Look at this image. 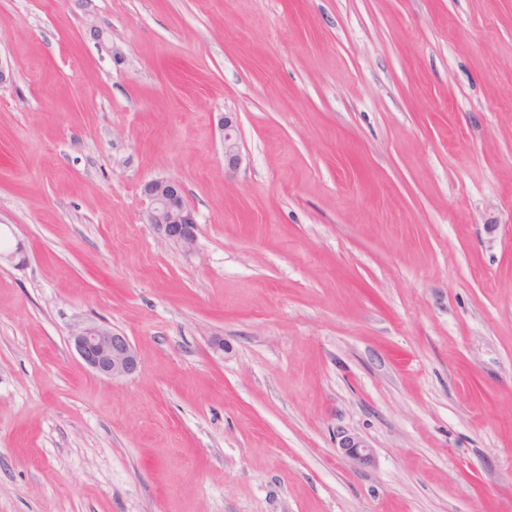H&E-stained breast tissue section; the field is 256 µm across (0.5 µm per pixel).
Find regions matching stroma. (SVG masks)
<instances>
[{"mask_svg": "<svg viewBox=\"0 0 512 512\" xmlns=\"http://www.w3.org/2000/svg\"><path fill=\"white\" fill-rule=\"evenodd\" d=\"M0 62V512H512V0H0ZM224 169L236 172L242 164L238 128L232 116L224 114ZM142 194L149 201L144 220L154 235L183 251H192L198 225L181 183L173 179H153L143 184ZM69 337L81 360L107 380L128 379L139 369L138 355L129 337L107 324L84 323L74 328Z\"/></svg>", "mask_w": 512, "mask_h": 512, "instance_id": "35a3bbf8", "label": "stroma"}]
</instances>
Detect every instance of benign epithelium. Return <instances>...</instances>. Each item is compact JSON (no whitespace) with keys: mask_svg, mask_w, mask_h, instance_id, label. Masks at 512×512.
<instances>
[{"mask_svg":"<svg viewBox=\"0 0 512 512\" xmlns=\"http://www.w3.org/2000/svg\"><path fill=\"white\" fill-rule=\"evenodd\" d=\"M223 127L224 168L234 173L242 164L238 128L233 117L227 115ZM142 194L149 201L145 223L154 235L186 252L192 251L198 225L181 183L173 179H153L143 184ZM70 343L81 360L107 380L128 379L139 369L138 355L129 337L107 324L77 326L70 333ZM342 449L354 463H363L373 456L369 447L351 437L342 442Z\"/></svg>","mask_w":512,"mask_h":512,"instance_id":"1","label":"benign epithelium"}]
</instances>
